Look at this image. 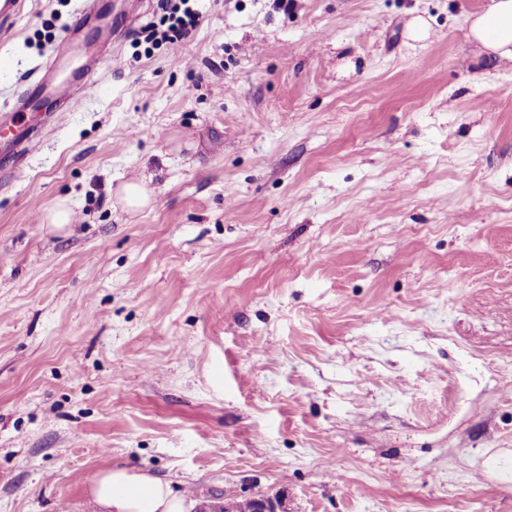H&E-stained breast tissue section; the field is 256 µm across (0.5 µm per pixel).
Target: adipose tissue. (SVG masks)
<instances>
[{
    "label": "adipose tissue",
    "mask_w": 512,
    "mask_h": 512,
    "mask_svg": "<svg viewBox=\"0 0 512 512\" xmlns=\"http://www.w3.org/2000/svg\"><path fill=\"white\" fill-rule=\"evenodd\" d=\"M468 37L484 53L512 58V0H490L468 17ZM89 494L96 512H192L194 502L176 492L169 481L125 464L99 473Z\"/></svg>",
    "instance_id": "1"
}]
</instances>
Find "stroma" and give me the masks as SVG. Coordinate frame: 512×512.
<instances>
[{"label": "stroma", "mask_w": 512, "mask_h": 512, "mask_svg": "<svg viewBox=\"0 0 512 512\" xmlns=\"http://www.w3.org/2000/svg\"><path fill=\"white\" fill-rule=\"evenodd\" d=\"M484 4L199 0L172 52L134 37L158 0H98L123 28L93 42L81 0H24L0 114L76 60L99 90L0 133V512H93L117 463L198 503L512 512V60L468 39ZM118 196L123 206L131 211L142 210L150 204V195L139 181L123 184L118 190Z\"/></svg>", "instance_id": "obj_1"}]
</instances>
